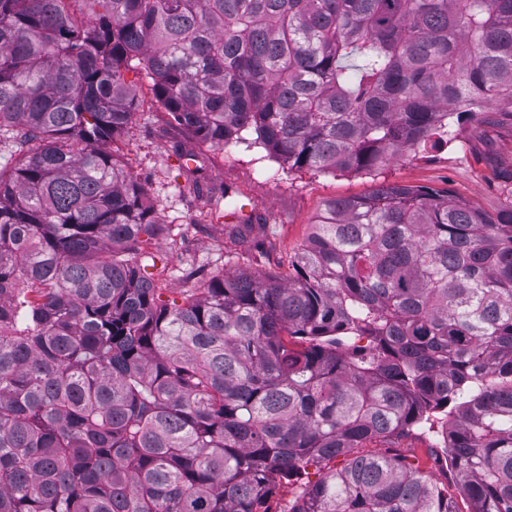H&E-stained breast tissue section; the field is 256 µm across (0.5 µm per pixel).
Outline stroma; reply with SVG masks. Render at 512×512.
Here are the masks:
<instances>
[{"label":"stroma","mask_w":512,"mask_h":512,"mask_svg":"<svg viewBox=\"0 0 512 512\" xmlns=\"http://www.w3.org/2000/svg\"><path fill=\"white\" fill-rule=\"evenodd\" d=\"M124 77L136 93L137 107L111 150L159 205L164 228L149 250L169 257L167 266L154 270L162 299L182 301L187 287L184 276L190 272L287 275L289 258L307 241L323 204L333 198L367 195L376 184L373 176L364 173L290 172L254 146L239 144L223 150L196 143L192 150L203 192L180 191L174 181L180 164L174 146L180 135L170 127V118L156 101L144 71L130 68ZM488 116L484 110L453 125V138L442 148L398 155L384 171L386 182L445 190L487 213H497L512 196V120L492 122ZM219 185L236 190L253 213L247 258L228 259L234 246L224 225L203 218L205 191ZM389 448L407 456L443 487L457 512H471L473 505L462 493L435 430L418 426L366 442L361 452L373 455Z\"/></svg>","instance_id":"stroma-1"}]
</instances>
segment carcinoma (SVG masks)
Listing matches in <instances>:
<instances>
[{
  "mask_svg": "<svg viewBox=\"0 0 512 512\" xmlns=\"http://www.w3.org/2000/svg\"><path fill=\"white\" fill-rule=\"evenodd\" d=\"M134 60L187 142L377 176L512 117V0H0V512H278L279 481L433 409L473 512H512V201L381 183L326 201L288 277L167 304L138 261L159 211L110 149ZM288 512L456 510L389 450Z\"/></svg>",
  "mask_w": 512,
  "mask_h": 512,
  "instance_id": "carcinoma-1",
  "label": "carcinoma"
}]
</instances>
